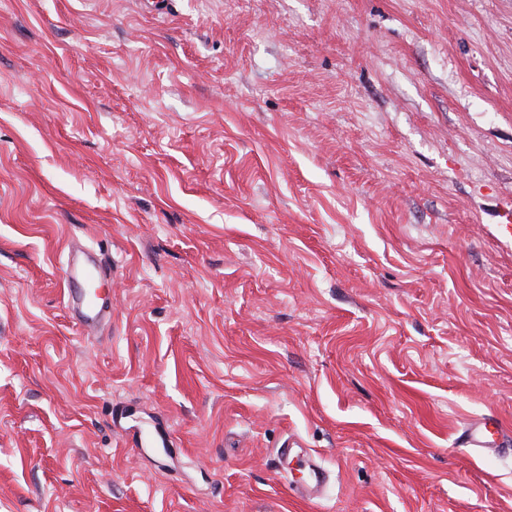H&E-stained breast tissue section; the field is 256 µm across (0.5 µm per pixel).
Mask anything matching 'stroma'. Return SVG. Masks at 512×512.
Listing matches in <instances>:
<instances>
[{"label": "stroma", "mask_w": 512, "mask_h": 512, "mask_svg": "<svg viewBox=\"0 0 512 512\" xmlns=\"http://www.w3.org/2000/svg\"><path fill=\"white\" fill-rule=\"evenodd\" d=\"M510 207L512 0H0V512H512ZM104 271L96 265L79 267L68 263L66 276L69 281H79L82 287L70 295L69 303L76 310L81 323L87 328H94L104 320L108 304L99 302L98 295H92L88 289V282L96 277H101ZM462 436L465 447L478 453L489 448H500L507 433L497 417L489 416L466 421Z\"/></svg>", "instance_id": "1"}]
</instances>
